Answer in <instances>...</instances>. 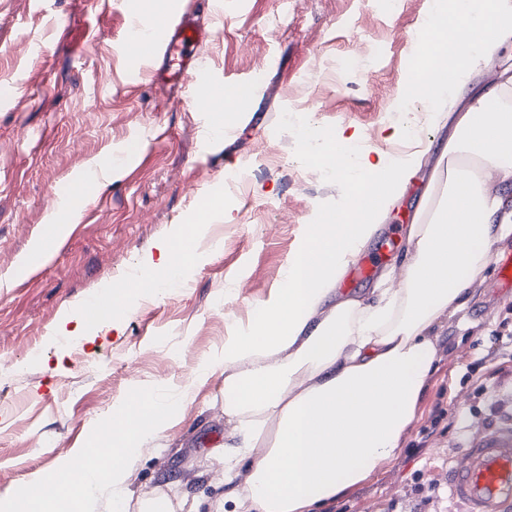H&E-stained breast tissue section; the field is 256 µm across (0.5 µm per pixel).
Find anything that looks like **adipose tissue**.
<instances>
[{
  "label": "adipose tissue",
  "instance_id": "1",
  "mask_svg": "<svg viewBox=\"0 0 512 512\" xmlns=\"http://www.w3.org/2000/svg\"><path fill=\"white\" fill-rule=\"evenodd\" d=\"M421 37L420 68L400 98L437 106L460 99L474 57L512 37V0H430ZM512 72L466 102L434 169L429 204L407 230L399 287L384 273L367 297L339 285L379 230L392 201L407 189L421 153L391 158L362 148L360 132H303L307 162L341 175V206L308 225L277 287L255 302L247 322L234 324L223 347L201 360L174 398L159 387L112 404L101 430L102 452L76 448L0 497V512H183L186 502L156 490L132 493L143 447L175 425L194 391L224 374V433L217 448L236 512H313L377 473L400 450L436 358L441 323L464 309L491 249L512 235ZM224 210L223 194L186 224L175 225L123 285L105 284L113 321L132 298L158 294L212 259L203 247Z\"/></svg>",
  "mask_w": 512,
  "mask_h": 512
}]
</instances>
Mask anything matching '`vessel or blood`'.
<instances>
[{"mask_svg": "<svg viewBox=\"0 0 512 512\" xmlns=\"http://www.w3.org/2000/svg\"><path fill=\"white\" fill-rule=\"evenodd\" d=\"M203 32L190 13L166 17L146 36L133 40L131 49L151 62L156 80L169 83L173 92L189 89L203 112L209 131L224 128L238 92L252 82L227 83L212 78L199 52ZM448 493L462 512H512V426L495 425L474 439L450 469Z\"/></svg>", "mask_w": 512, "mask_h": 512, "instance_id": "1", "label": "vessel or blood"}]
</instances>
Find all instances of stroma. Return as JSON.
<instances>
[{
	"instance_id": "1",
	"label": "stroma",
	"mask_w": 512,
	"mask_h": 512,
	"mask_svg": "<svg viewBox=\"0 0 512 512\" xmlns=\"http://www.w3.org/2000/svg\"><path fill=\"white\" fill-rule=\"evenodd\" d=\"M166 0H0V493L24 486L72 449L119 397L144 383L186 385L197 364L224 343L230 321H247L268 298L307 225L335 207L345 183L308 164L297 126L359 130L364 147L406 151L384 127L423 119L426 106L396 109L397 91L419 58L414 39L428 0H167L172 13L197 9L210 36L204 55L214 78L265 77L226 134L203 140V114L186 98L163 97L122 44L134 17ZM94 40L82 39L87 26ZM344 57L356 68L340 71ZM109 155L118 177L89 192L80 177ZM239 173L232 191L224 175ZM417 170L365 252L381 268L406 249L409 217L421 204ZM224 194L209 234L222 242L212 261L137 300L118 327L101 326L79 350L51 341L60 314L155 252L199 200ZM80 199L72 232L37 269L24 264L46 234L58 200ZM512 336V290L494 265L470 290L466 308L445 320L437 357L401 450L370 480L320 512H386L414 497L424 474L447 482L464 443L512 419V358L497 351ZM442 431L413 447L435 405ZM224 376L199 388L171 434L145 448L134 486L172 487L207 501L224 484L211 457L223 447Z\"/></svg>"
}]
</instances>
